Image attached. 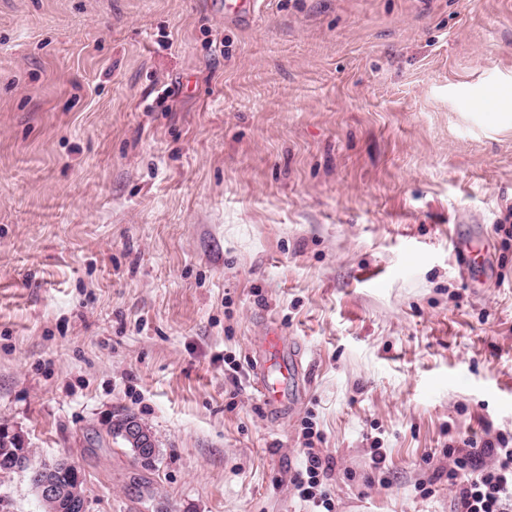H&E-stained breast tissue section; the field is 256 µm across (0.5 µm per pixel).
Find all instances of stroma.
<instances>
[{
	"mask_svg": "<svg viewBox=\"0 0 512 512\" xmlns=\"http://www.w3.org/2000/svg\"><path fill=\"white\" fill-rule=\"evenodd\" d=\"M308 420L335 512H450L444 448L512 433V0H0V427L89 512H306ZM260 0H224V21L240 27L250 24ZM288 345L287 336H283L276 327L270 328L268 334L263 337V343L256 346V356L252 358L253 384L262 395L264 404L270 410L280 414L301 396L298 386L296 389L294 387L300 370V361L295 355H291ZM274 351L277 354L279 372L282 376L279 387L271 384L265 373L266 353ZM289 383L292 384L290 393ZM131 419V420H129ZM137 419V420H134ZM129 420V421H128ZM128 421V422H127ZM127 422V424H126ZM126 424V428H125ZM143 426V427H142ZM153 435L150 427L142 421L141 418H139L135 413L131 412H125L121 414H117L113 416V419L111 418L106 423V435L110 437L113 440H116L119 438L123 445L126 448H130L131 452L134 456L138 458V454L135 448H138V451L140 453L139 459L141 462L145 464H149L153 461L154 458V440L151 436V434L145 429V428ZM125 428V435L135 444H133L123 433V430ZM154 436V435H153Z\"/></svg>",
	"mask_w": 512,
	"mask_h": 512,
	"instance_id": "obj_1",
	"label": "stroma"
}]
</instances>
